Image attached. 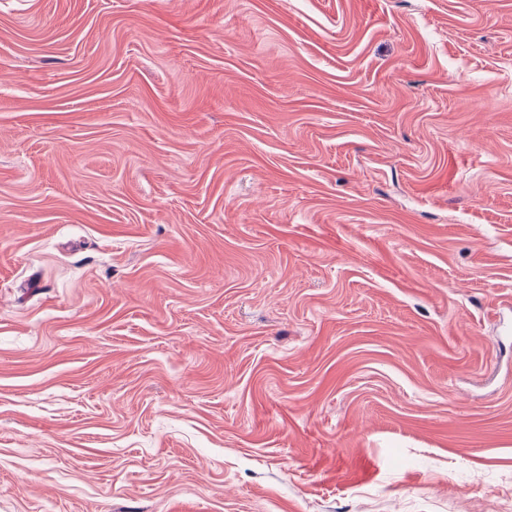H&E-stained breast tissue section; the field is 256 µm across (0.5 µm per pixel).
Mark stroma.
<instances>
[{
    "instance_id": "1",
    "label": "stroma",
    "mask_w": 512,
    "mask_h": 512,
    "mask_svg": "<svg viewBox=\"0 0 512 512\" xmlns=\"http://www.w3.org/2000/svg\"><path fill=\"white\" fill-rule=\"evenodd\" d=\"M512 512V0H0V512Z\"/></svg>"
}]
</instances>
